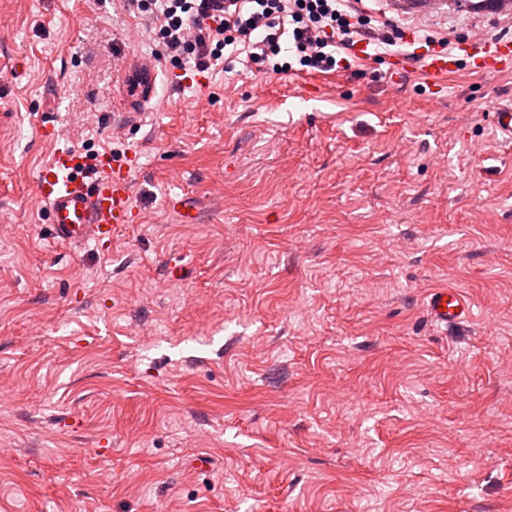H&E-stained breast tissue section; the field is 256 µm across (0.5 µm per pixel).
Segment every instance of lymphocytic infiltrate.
<instances>
[{"label": "lymphocytic infiltrate", "instance_id": "lymphocytic-infiltrate-1", "mask_svg": "<svg viewBox=\"0 0 512 512\" xmlns=\"http://www.w3.org/2000/svg\"><path fill=\"white\" fill-rule=\"evenodd\" d=\"M123 10L158 24V56L185 58L208 71L229 46H243L257 71L281 74L293 66L328 72L345 64L350 50L368 42L386 50L403 41L393 23L374 27L345 0H122ZM292 58L280 61L281 52Z\"/></svg>", "mask_w": 512, "mask_h": 512}]
</instances>
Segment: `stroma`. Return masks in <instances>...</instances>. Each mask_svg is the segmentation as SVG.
I'll return each instance as SVG.
<instances>
[{
  "instance_id": "obj_1",
  "label": "stroma",
  "mask_w": 512,
  "mask_h": 512,
  "mask_svg": "<svg viewBox=\"0 0 512 512\" xmlns=\"http://www.w3.org/2000/svg\"><path fill=\"white\" fill-rule=\"evenodd\" d=\"M140 29L118 0H0V512H512V142L491 116L512 74L437 91L354 57L310 93L163 58L126 127ZM115 145L133 223L54 243L39 170ZM443 286L474 303L464 339L427 317ZM158 70L154 60L141 56L130 55L123 65L118 76L124 88H132L135 98L134 106L129 104L125 112H121L124 117V123L129 125L138 123L146 105L150 103L155 96V85Z\"/></svg>"
}]
</instances>
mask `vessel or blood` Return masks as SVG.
Here are the masks:
<instances>
[{"label": "vessel or blood", "mask_w": 512, "mask_h": 512, "mask_svg": "<svg viewBox=\"0 0 512 512\" xmlns=\"http://www.w3.org/2000/svg\"><path fill=\"white\" fill-rule=\"evenodd\" d=\"M387 6L400 15H429L448 9L447 0H388ZM466 58L481 73H511L512 41L480 34L456 42L449 49L431 47L417 57L398 51L390 56L389 79L400 81L417 63L424 82L440 88ZM157 75L154 60L129 56L119 75L123 87L135 94L133 106L123 114L125 123L132 125L141 118L155 95ZM96 169V174H89L79 154L59 150L40 170L36 191L46 205L54 242L68 246L97 244L111 239L118 225L130 223L133 208L129 159H117L105 151L99 154ZM426 306L440 327L462 330L472 319L470 302L455 288L434 289Z\"/></svg>", "instance_id": "b4317fda"}]
</instances>
